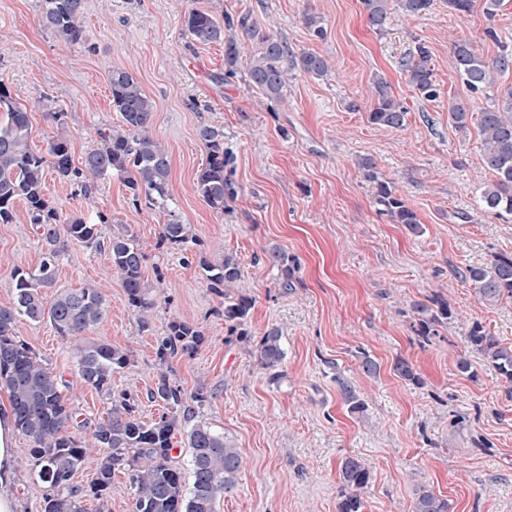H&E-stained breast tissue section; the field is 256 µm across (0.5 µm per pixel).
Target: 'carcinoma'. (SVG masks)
Wrapping results in <instances>:
<instances>
[{
    "label": "carcinoma",
    "instance_id": "cac0c4a2",
    "mask_svg": "<svg viewBox=\"0 0 512 512\" xmlns=\"http://www.w3.org/2000/svg\"><path fill=\"white\" fill-rule=\"evenodd\" d=\"M369 27L382 32L391 18V6L415 16L429 10L433 0H360ZM83 0H42L40 24L58 41L76 44L83 39L81 18ZM186 27L192 42L201 45H224V75L240 69L242 39L253 51L246 66V82L270 102L284 100L288 76L300 70L322 77L329 70L328 61L313 52L296 53L288 42L259 31L248 15L238 19L224 17L218 21L210 13L193 9ZM485 35L498 44L500 52L487 62L467 41L454 45L452 64L455 73L472 94H481L496 82V77L512 70V49L504 44L492 26ZM417 58L406 63L408 82L416 95L425 101L440 98L441 90L433 79L429 50L418 47ZM112 107L119 113V124L99 132L100 146L90 151L83 167L73 165L67 135L51 137L45 152L30 145V119L27 109L13 102L0 82V112L7 120L0 122V224L15 220L14 205L26 204L29 223L46 245L44 257L33 270L17 266L11 273L15 283V301L0 306V391L8 395L14 415L15 430L31 445L38 463L39 479L48 487L43 512H86L84 497L99 501V512H106L112 495V478L121 471L134 491L133 512H216V504L234 491L242 466L238 449L224 441L206 423L197 420L209 394L199 387L188 396L171 382L169 359L178 354L193 357L206 344V336L186 321L172 320L157 341L158 371L150 398L163 403L164 412L148 422L139 414L138 396L124 392L111 401L107 418L94 424L88 437H76L77 409L68 396L69 383L50 371L24 342L16 339V322L25 317L39 322L49 320L64 340L80 338L106 316V296L102 289L86 285L65 289L48 305L42 301L40 288H53L57 281L58 258L65 248L57 227L59 216L44 198L45 168L51 167L58 179L105 178L112 173L123 177L133 200L145 199L148 207L167 210L170 192V160L167 150L150 133L155 110L154 101L143 91L136 76L123 69L109 77ZM371 123L400 129L406 121L407 108L391 93L389 84L379 79L373 83ZM448 117L460 129L468 128L473 112L463 100L448 102ZM477 125L482 137L483 163L494 180L482 185L479 200L484 209L499 216H512V86L502 94L501 102L478 113ZM198 138L207 149L206 164L198 172L197 190L205 204L223 213L239 192L234 179L235 154L224 146V131L203 126ZM366 177L373 183L374 204L395 224L412 235L422 233L417 213L400 197L393 185L378 176L371 159L362 161ZM66 236L87 244L99 243L98 225L82 218L66 223ZM161 239L184 248L193 241L190 226L177 221L162 227ZM112 270L119 276L131 309L143 330L151 327L154 300L144 281L146 256L133 236L112 235L109 242ZM268 264L277 269L284 284L296 273L295 258L278 247L266 253ZM206 278L218 296L224 298V327L231 336H247L245 325L254 306L251 296L236 289L242 271L239 261L225 255L218 263H203ZM468 279L478 299L484 303L512 301V255L494 256L482 267L467 269ZM410 311L419 335L436 334L437 328L452 319L448 301L435 296L411 304ZM467 342L483 354L500 380L512 387V347L503 345L481 323L472 322L465 332ZM278 328H269L261 337L258 353L261 363L274 367L284 359ZM131 364V354L108 343H92L77 354V376L81 383L98 391L111 392L112 375ZM394 372L404 381L418 385L420 377L412 364L396 359ZM340 397L352 414H362L366 403L348 379L336 377ZM186 437L191 455L192 483L186 484L181 471L171 462L173 439ZM100 456L97 476L89 492L73 485L72 479L86 458ZM340 478L346 492L338 512H363L362 493L369 474L357 460L347 458L340 464ZM412 512H449L448 500L430 485L415 487Z\"/></svg>",
    "mask_w": 512,
    "mask_h": 512
}]
</instances>
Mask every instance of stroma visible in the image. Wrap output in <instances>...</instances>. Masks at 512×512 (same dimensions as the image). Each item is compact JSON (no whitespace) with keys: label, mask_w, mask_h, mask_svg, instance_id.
<instances>
[{"label":"stroma","mask_w":512,"mask_h":512,"mask_svg":"<svg viewBox=\"0 0 512 512\" xmlns=\"http://www.w3.org/2000/svg\"><path fill=\"white\" fill-rule=\"evenodd\" d=\"M194 9L219 18L249 14L261 32L325 57L331 70L319 78L295 72L284 102H268L248 88L244 73L225 76L223 45L191 44L185 24ZM39 14L40 0H0V80L29 113L32 149L44 150L65 127L73 164L82 166L99 144L98 129L118 123L108 76L125 69L153 99L150 132L170 155L166 212L133 200L117 176L86 188L52 173L45 178L49 206L62 220L97 223L100 238L93 247L67 241L56 285L42 296L49 302L63 289L104 285L106 317L84 340L132 355L105 394L80 383L74 344L49 322H17L16 338L69 382L82 419L105 418L110 395L125 391L138 394L144 419L157 417L159 406L147 398L156 340L171 320H184L204 332L207 345L194 357L171 359L172 378L184 392H211L198 418L243 460L237 488L217 512H337L339 464L348 457L369 473L364 512H412L421 482L447 498L449 512H512V392L464 336L465 325L477 321L512 346V302H480L464 277L469 267L512 254V219L482 209L477 187L493 175L480 133L473 124L457 130L448 118L449 99L478 112L512 85L511 72L474 96L452 67L460 40L485 59L498 54L487 27L512 44V0L492 19L484 0H473L463 16L434 0L420 16L393 12L381 33L369 28L360 0H85V38L68 46L43 29ZM308 14L323 19L324 40L309 36ZM420 45L441 89L433 102L417 97L405 71ZM379 78L407 107L405 129L370 123L368 92ZM205 125L222 129L237 157L240 192L221 214L196 189L207 156L197 131ZM365 157L416 211L421 236L376 210L358 165ZM15 210L16 223L0 224V306L14 301L13 267L36 268L44 253L25 205ZM173 219L191 228L188 250L160 241ZM119 231L132 234L147 256L144 280L157 298L147 332L112 270L108 244ZM275 246L298 262L291 285L266 260ZM228 253L241 266L238 290L255 301L245 340L228 335L222 299L203 269ZM436 294L455 319L424 340L410 305ZM273 326L285 358L268 368L256 342ZM364 352L379 363L377 376L361 371ZM399 357L414 365L420 384L395 375ZM340 375L359 388L363 414L349 413L339 397ZM477 438L482 447H474ZM30 448L16 436L18 512H42L47 493Z\"/></svg>","instance_id":"stroma-1"}]
</instances>
